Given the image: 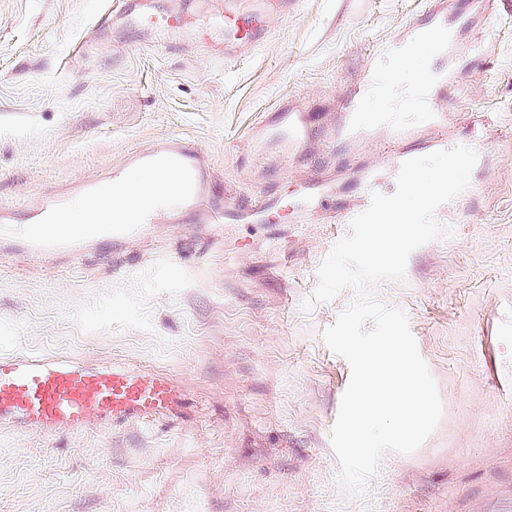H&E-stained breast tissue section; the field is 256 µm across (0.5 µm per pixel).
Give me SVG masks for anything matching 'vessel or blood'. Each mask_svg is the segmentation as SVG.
<instances>
[{"instance_id":"obj_1","label":"vessel or blood","mask_w":512,"mask_h":512,"mask_svg":"<svg viewBox=\"0 0 512 512\" xmlns=\"http://www.w3.org/2000/svg\"><path fill=\"white\" fill-rule=\"evenodd\" d=\"M302 0H265L262 9H254L248 0H215L213 12L195 27L201 38L224 37V54L239 57L252 50L269 29L271 18L297 11ZM133 31H161L178 34L191 21L180 10L152 12L147 7L131 14ZM454 36L447 21L415 25L400 37L381 44L368 67L343 92L344 121L342 131L354 132L361 125L373 123L386 133L383 151L390 163L388 176H365L360 184L359 207L337 208L329 191L328 180L321 171L311 176V190L320 199L328 219L346 224L368 208L371 191H384L386 177H397L402 163L449 146L448 105L441 92L450 81L439 63ZM431 61V68L408 88L411 99L426 109L425 121L438 131L435 139L424 145L401 144L403 113L386 110L367 112L366 100L374 94H390L402 66L413 54ZM286 137L294 153L308 150V119L293 106H282L272 118ZM127 166L145 169L164 176L170 187L164 191H132L119 173L84 183L77 193L45 197L33 208L30 224L23 226L27 244L52 261L57 253L74 250L80 241L110 237L121 240L132 236L135 222L118 220L115 210L129 199H136L139 211L149 221L164 220L170 212L196 213L208 224L223 223L225 215L269 217L282 202L260 194L243 202L231 194L216 195L215 181L202 165L196 143L164 140L129 155ZM93 208L94 223L66 230L79 206ZM182 398L165 373L143 375L130 369H87L71 361L26 353L0 354V425L46 431L71 430L99 426L115 419H145L173 414Z\"/></svg>"}]
</instances>
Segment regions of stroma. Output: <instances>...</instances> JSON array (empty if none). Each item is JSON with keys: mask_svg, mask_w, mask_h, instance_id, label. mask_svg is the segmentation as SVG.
I'll return each instance as SVG.
<instances>
[{"mask_svg": "<svg viewBox=\"0 0 512 512\" xmlns=\"http://www.w3.org/2000/svg\"><path fill=\"white\" fill-rule=\"evenodd\" d=\"M498 42L450 91L448 138L482 141L452 230L414 250L380 300L404 311L443 405L413 453L385 452L366 501L336 484L330 441L347 362L323 332L350 292L300 309L349 228L295 203L314 157L356 201L375 141L325 146L341 90L385 39L427 22L430 0H303L248 55L194 35L130 34L106 0H0V353L164 372L182 405L153 422L36 432L0 428V512H512V4L447 0ZM310 120L308 158L269 133L255 161L236 143L283 103ZM196 140L217 190L277 194L273 223L190 213L125 242L45 262L20 226L40 197L122 167L166 139Z\"/></svg>", "mask_w": 512, "mask_h": 512, "instance_id": "1", "label": "stroma"}]
</instances>
